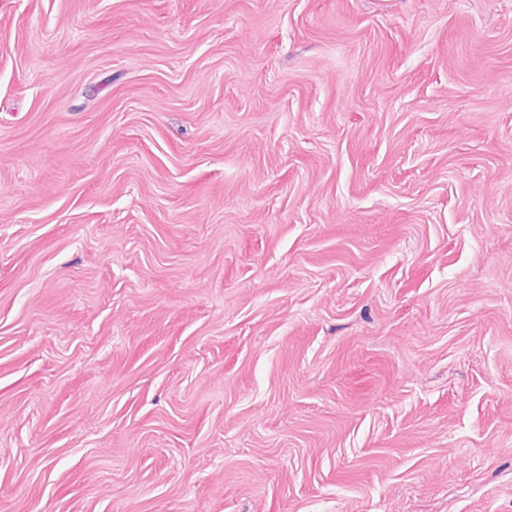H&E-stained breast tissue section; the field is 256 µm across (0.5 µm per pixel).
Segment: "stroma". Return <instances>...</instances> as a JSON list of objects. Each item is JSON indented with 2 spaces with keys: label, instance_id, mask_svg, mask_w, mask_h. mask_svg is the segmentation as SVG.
<instances>
[{
  "label": "stroma",
  "instance_id": "35a3bbf8",
  "mask_svg": "<svg viewBox=\"0 0 512 512\" xmlns=\"http://www.w3.org/2000/svg\"><path fill=\"white\" fill-rule=\"evenodd\" d=\"M0 512H512V0H0Z\"/></svg>",
  "mask_w": 512,
  "mask_h": 512
}]
</instances>
